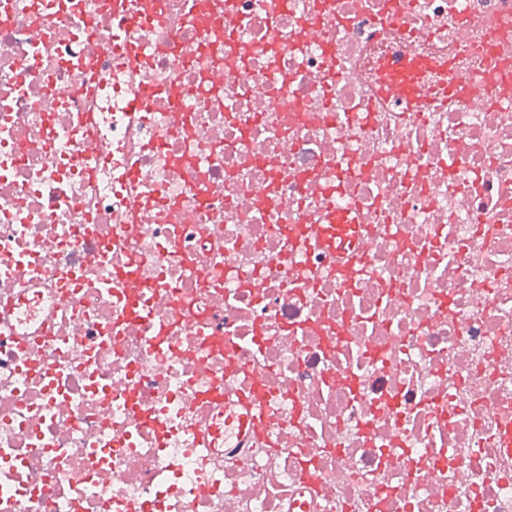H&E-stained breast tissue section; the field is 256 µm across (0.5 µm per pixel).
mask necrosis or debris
<instances>
[{
	"mask_svg": "<svg viewBox=\"0 0 512 512\" xmlns=\"http://www.w3.org/2000/svg\"><path fill=\"white\" fill-rule=\"evenodd\" d=\"M108 20L0 0V512H512V0L144 20L146 123ZM421 66L420 62L411 61L404 66L392 65L387 69V79L396 97L404 102H410L413 97L411 73ZM333 215L332 224H319V236L316 244L323 242L336 243V268H344L364 258L361 250L364 249L360 240L359 225L353 219H346L344 212ZM348 248V249H347Z\"/></svg>",
	"mask_w": 512,
	"mask_h": 512,
	"instance_id": "4bbe7bcc",
	"label": "necrosis or debris"
}]
</instances>
